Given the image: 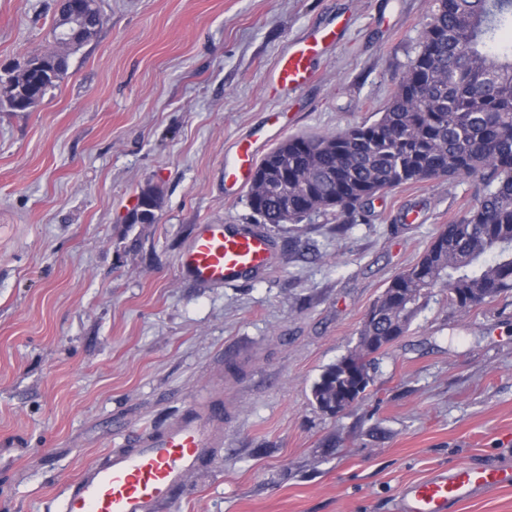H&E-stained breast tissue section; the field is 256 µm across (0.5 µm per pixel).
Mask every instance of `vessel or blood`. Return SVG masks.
Segmentation results:
<instances>
[{
  "mask_svg": "<svg viewBox=\"0 0 512 512\" xmlns=\"http://www.w3.org/2000/svg\"><path fill=\"white\" fill-rule=\"evenodd\" d=\"M340 36L337 29H316L292 41L271 73L275 86L288 90L310 81L314 59ZM256 161L253 143L240 142L224 166L225 178L248 185ZM275 261L266 234L244 232L230 224H203L180 255L179 266L197 282L221 285L245 279ZM221 417L220 404L204 397L165 428L126 438L104 462L86 464L67 482L64 512H158L161 505L174 503L188 477L219 448L214 425ZM510 488L512 465L483 468L458 464L434 470L409 484L399 498L398 510L457 512L480 494Z\"/></svg>",
  "mask_w": 512,
  "mask_h": 512,
  "instance_id": "vessel-or-blood-1",
  "label": "vessel or blood"
}]
</instances>
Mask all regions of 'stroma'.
Here are the masks:
<instances>
[{
  "label": "stroma",
  "mask_w": 512,
  "mask_h": 512,
  "mask_svg": "<svg viewBox=\"0 0 512 512\" xmlns=\"http://www.w3.org/2000/svg\"><path fill=\"white\" fill-rule=\"evenodd\" d=\"M105 22L28 112H0V512H61L63 488L122 437L200 395L224 446L161 512H397L454 464L512 463V297L461 313L436 290L336 416L312 387L369 306L469 204L429 180L332 214L267 224L224 162L251 141L335 134L384 111L430 0H99ZM56 0H0V68L54 43ZM343 18L306 85L271 71ZM153 224L126 217L140 191ZM266 233L275 265L221 287L183 276L199 225Z\"/></svg>",
  "instance_id": "35a3bbf8"
}]
</instances>
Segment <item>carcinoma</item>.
Masks as SVG:
<instances>
[{"mask_svg":"<svg viewBox=\"0 0 512 512\" xmlns=\"http://www.w3.org/2000/svg\"><path fill=\"white\" fill-rule=\"evenodd\" d=\"M103 24L99 0L81 15L60 0L55 40L65 51L5 69L0 110L35 108ZM255 169L248 201L266 224L320 213L353 224L364 205L399 186L471 177L482 185L475 203L389 281L364 315L356 347L313 385L317 406L334 416L367 396L372 356L405 332L431 290L446 289L463 313L512 295V0H431L419 51L376 120L290 136Z\"/></svg>","mask_w":512,"mask_h":512,"instance_id":"obj_1","label":"carcinoma"}]
</instances>
